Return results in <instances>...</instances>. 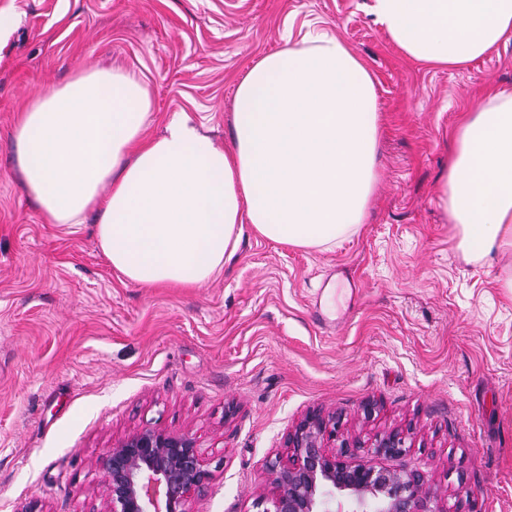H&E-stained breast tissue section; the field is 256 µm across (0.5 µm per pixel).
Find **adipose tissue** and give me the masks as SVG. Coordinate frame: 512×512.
<instances>
[{
	"instance_id": "adipose-tissue-1",
	"label": "adipose tissue",
	"mask_w": 512,
	"mask_h": 512,
	"mask_svg": "<svg viewBox=\"0 0 512 512\" xmlns=\"http://www.w3.org/2000/svg\"><path fill=\"white\" fill-rule=\"evenodd\" d=\"M371 11L408 56L436 67L466 66L512 37V0H373ZM152 121L138 78L96 70L38 95L15 130L23 184L47 222L95 213L103 254L132 283L201 287L248 228L323 247L365 222L378 180L376 78L328 28L244 75L232 148L186 116L146 138ZM440 204L469 259L512 250V92L459 127Z\"/></svg>"
}]
</instances>
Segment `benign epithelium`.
Instances as JSON below:
<instances>
[{
    "label": "benign epithelium",
    "instance_id": "7a95c632",
    "mask_svg": "<svg viewBox=\"0 0 512 512\" xmlns=\"http://www.w3.org/2000/svg\"><path fill=\"white\" fill-rule=\"evenodd\" d=\"M338 451H328V443ZM288 464H266L271 497L262 512H444L439 495L426 490L421 468L405 470L354 464L351 456L370 448L380 456L405 451L397 430L364 444L344 436L340 419L312 412L288 431ZM96 468L105 512H190L189 501L210 485L201 447L190 432L144 428L102 453Z\"/></svg>",
    "mask_w": 512,
    "mask_h": 512
}]
</instances>
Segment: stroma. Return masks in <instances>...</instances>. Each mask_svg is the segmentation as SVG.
Segmentation results:
<instances>
[{"label":"stroma","mask_w":512,"mask_h":512,"mask_svg":"<svg viewBox=\"0 0 512 512\" xmlns=\"http://www.w3.org/2000/svg\"><path fill=\"white\" fill-rule=\"evenodd\" d=\"M372 0H0V512H102L97 458L143 428L188 431L213 475L191 512H261L268 459L307 413L399 430L445 512H512V278L474 262L441 207L469 103L512 91V39L457 70L404 54ZM326 22L376 77L378 182L358 233L297 248L245 231L199 288H143L93 232L47 223L14 128L36 95L93 70L138 75L147 134L188 116L230 145L236 88ZM373 404L371 417L362 407Z\"/></svg>","instance_id":"1"}]
</instances>
